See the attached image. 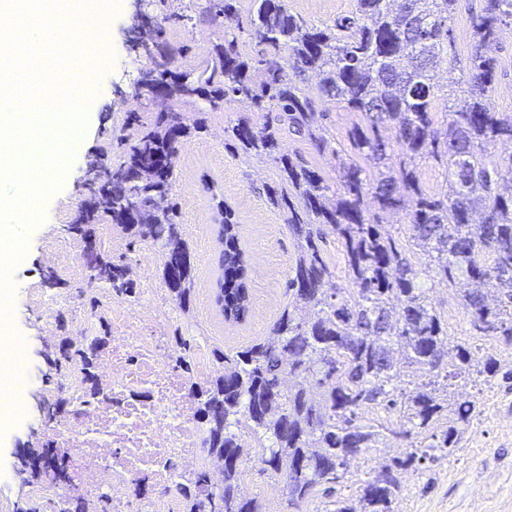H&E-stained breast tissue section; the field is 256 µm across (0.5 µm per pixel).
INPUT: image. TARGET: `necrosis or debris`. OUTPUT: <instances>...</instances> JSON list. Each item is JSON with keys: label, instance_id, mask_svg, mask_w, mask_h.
<instances>
[{"label": "necrosis or debris", "instance_id": "obj_1", "mask_svg": "<svg viewBox=\"0 0 512 512\" xmlns=\"http://www.w3.org/2000/svg\"><path fill=\"white\" fill-rule=\"evenodd\" d=\"M99 308L110 324L109 345L95 365L102 395L86 403L81 371L67 370L58 390L71 410L48 428L68 466L69 487L107 494V512H181L179 487L205 457L189 389L211 377L210 345L198 341L196 371L188 377L167 363L172 323L160 292L134 306L104 292ZM145 477L154 492L132 499V487Z\"/></svg>", "mask_w": 512, "mask_h": 512}]
</instances>
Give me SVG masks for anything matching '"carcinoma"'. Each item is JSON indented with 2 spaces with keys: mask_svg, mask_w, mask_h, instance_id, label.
<instances>
[{
  "mask_svg": "<svg viewBox=\"0 0 512 512\" xmlns=\"http://www.w3.org/2000/svg\"><path fill=\"white\" fill-rule=\"evenodd\" d=\"M255 2L247 20L254 51L243 52L238 37L226 32L195 82L176 71L161 79L173 100L241 103L265 113L260 127L227 128V145L276 163L279 183L265 195L297 241L287 282L291 304L269 335L228 352L213 348L214 375L191 387L195 424L207 455L224 465V483L212 488L208 470L197 471L180 488L184 512H263L259 499L239 490L253 458L260 473L282 484L291 512H303L318 496L329 512H396L403 473L451 455L479 412L473 397H456L451 387L512 379V367L493 353L482 369H471L472 345L448 341V323L428 301L411 259L423 252L424 273L459 287L473 329L512 349V193L499 190L501 181H512V154L496 161L489 152L512 144V112L487 104L499 67L488 50L512 30V0H482L470 14L467 90L453 101L436 74L453 43L448 20L458 0H355L354 11L324 28L290 13L286 0ZM166 21L156 18L139 34L145 52H168ZM285 49L292 77L271 66ZM307 72L320 76L321 101L360 114L347 133L349 149H332L339 168L334 187L302 155L280 153L283 132L328 149L318 134L327 113L295 81ZM125 126L136 135L120 141L118 162L102 160L112 172V198L101 182L67 228L90 251L83 261L92 292L88 312L96 314L94 292L104 287L119 298L136 295L123 278L125 261L113 260L98 239L99 223L108 220L129 250L142 243L161 250L163 281L186 310L191 253L177 205L157 210L154 199L172 190L177 143L204 124L189 126L180 112H157L148 122L131 112ZM422 159L446 169L444 188L423 186ZM217 209L214 303L224 321L241 323L251 311L248 262L234 212L222 200ZM401 211L411 226L405 243L383 232L387 218ZM331 237L342 248L347 288H325L335 277L327 260ZM490 280L499 286L493 305L484 293ZM99 330L60 349L59 363L82 371L90 403L99 394L95 363L110 339L105 322ZM170 344L171 367L191 375L190 337L178 332ZM372 411L388 417L365 416ZM387 436L401 442L403 454L363 480L356 495L339 496L349 459ZM54 458L47 448L26 464L36 475Z\"/></svg>",
  "mask_w": 512,
  "mask_h": 512,
  "instance_id": "obj_1",
  "label": "carcinoma"
}]
</instances>
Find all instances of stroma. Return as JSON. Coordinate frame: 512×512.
<instances>
[{"label":"stroma","instance_id":"1","mask_svg":"<svg viewBox=\"0 0 512 512\" xmlns=\"http://www.w3.org/2000/svg\"><path fill=\"white\" fill-rule=\"evenodd\" d=\"M205 5L206 0H120L117 12L108 19L109 54L100 60L97 73L90 78L86 137L76 145L59 189L42 201V218L30 228L25 253L13 270L11 325L13 333L25 341L28 374L24 393L26 420L20 426L0 431V475H9L8 481L0 479V499L12 502L13 512H32L36 506L29 494L30 474L23 471L22 460L42 435L43 395L59 379L51 360L62 340L73 333L71 313L81 307L78 290L87 279L80 260L83 245L66 230L86 194L87 163L96 155L118 158L120 151L114 136L127 113H155L160 109L158 103L136 95L141 73L152 61L141 51L130 50L126 43L132 15L138 10L150 17L170 15L164 38L179 53L168 57V65L173 70L196 74L204 67L217 31L238 33L244 51L254 47L244 30L252 0H239L236 15L210 23L198 18ZM479 6L480 0H458L449 22L454 50L443 62L437 81L452 94L464 88L468 80V17ZM287 7L308 22L325 26L349 14L354 2L287 0ZM178 110L187 124L201 120L206 129L182 139L170 195L171 202L178 206L184 238L193 256L192 303L185 311L170 299L166 309L174 328L183 335L204 336L211 345L227 349L238 347L268 335L273 321L287 305V282L297 257V242L283 216L266 200V186L278 179L276 164L234 153L226 144L228 126L241 120L262 125V113L229 103L214 109L202 100L180 104ZM208 181L215 182L235 211L250 264L252 309L240 324L224 322L213 301L218 275L217 210L215 200L204 188ZM99 237L109 244L112 256L125 257L139 299L149 298L152 290H165L163 258L157 248L143 244L128 250L126 238L107 223L100 226ZM428 296L447 320L451 338L479 343L457 289L436 282ZM37 297L64 301L53 338H44L41 331V317L33 304ZM476 396L481 412L473 418L452 456L426 463L405 475L398 512H512V385L495 383L477 391ZM240 491L247 497H259L265 512H288L281 484L257 470L246 473Z\"/></svg>","mask_w":512,"mask_h":512}]
</instances>
